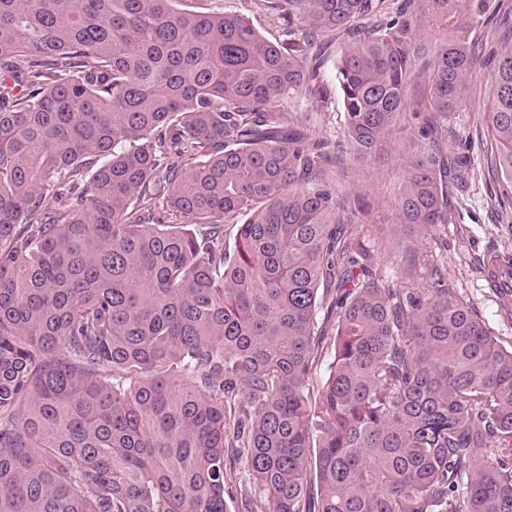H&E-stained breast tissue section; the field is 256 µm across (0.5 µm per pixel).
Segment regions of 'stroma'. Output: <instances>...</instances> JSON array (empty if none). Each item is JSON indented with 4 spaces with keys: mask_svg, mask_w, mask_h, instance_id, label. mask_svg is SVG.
<instances>
[{
    "mask_svg": "<svg viewBox=\"0 0 512 512\" xmlns=\"http://www.w3.org/2000/svg\"><path fill=\"white\" fill-rule=\"evenodd\" d=\"M181 6L236 12L249 17L269 41L288 37L287 26L260 0H182ZM342 47V38L333 39L316 80L323 98L320 110L305 111L294 100L289 101L288 109L303 123L311 140L324 143L330 155L331 184L357 202L355 222L350 227L352 237L371 252L381 275L398 286L409 283L404 262L411 251L432 252L459 296L473 304L502 345L511 347L512 307L500 304L483 274V261L489 250L512 257V199L502 196L498 175L490 167L493 149L486 120L495 85L494 64L477 66L471 73L463 111L448 118L449 129L471 141L469 188L455 199L447 224L424 240L417 229L397 222L399 194L413 162L414 120L404 116L389 137L386 163L379 165L353 157L346 144L343 98L336 81V63Z\"/></svg>",
    "mask_w": 512,
    "mask_h": 512,
    "instance_id": "1",
    "label": "stroma"
}]
</instances>
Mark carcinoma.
Wrapping results in <instances>:
<instances>
[{
	"instance_id": "1",
	"label": "carcinoma",
	"mask_w": 512,
	"mask_h": 512,
	"mask_svg": "<svg viewBox=\"0 0 512 512\" xmlns=\"http://www.w3.org/2000/svg\"><path fill=\"white\" fill-rule=\"evenodd\" d=\"M175 2L0 0V512H512V347L428 253L374 271L285 107L342 35L380 162L423 78L398 220L433 233L489 0H261L281 43ZM489 125L512 193L511 46Z\"/></svg>"
}]
</instances>
